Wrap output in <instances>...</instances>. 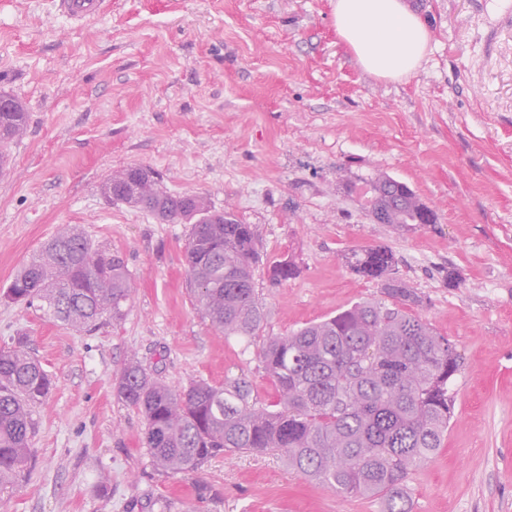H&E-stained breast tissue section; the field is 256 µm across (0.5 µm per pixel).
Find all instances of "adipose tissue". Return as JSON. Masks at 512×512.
I'll list each match as a JSON object with an SVG mask.
<instances>
[{
    "label": "adipose tissue",
    "instance_id": "ef3b65f1",
    "mask_svg": "<svg viewBox=\"0 0 512 512\" xmlns=\"http://www.w3.org/2000/svg\"><path fill=\"white\" fill-rule=\"evenodd\" d=\"M336 38L367 73L400 81L418 70L430 31L407 0H333Z\"/></svg>",
    "mask_w": 512,
    "mask_h": 512
}]
</instances>
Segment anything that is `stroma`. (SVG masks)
<instances>
[{"instance_id": "35a3bbf8", "label": "stroma", "mask_w": 512, "mask_h": 512, "mask_svg": "<svg viewBox=\"0 0 512 512\" xmlns=\"http://www.w3.org/2000/svg\"><path fill=\"white\" fill-rule=\"evenodd\" d=\"M408 3L430 52L387 82L337 44L332 0H112L79 28L55 0H0V92L30 114L0 176V289L65 224L121 255L133 287L123 317L89 332L0 299V346L26 337L54 378L0 512H188L200 480L199 512H382L276 450L175 477L152 463L141 414L113 390L128 356L175 390L243 378L262 402L277 392L259 339L224 336L196 309L188 225L104 195L131 164L254 225L267 336L379 297L348 258L390 248L416 313L462 357L441 447L408 478L411 512H512V18L490 25L488 9L512 0ZM383 173L436 223H376ZM284 259L300 273L273 283Z\"/></svg>"}]
</instances>
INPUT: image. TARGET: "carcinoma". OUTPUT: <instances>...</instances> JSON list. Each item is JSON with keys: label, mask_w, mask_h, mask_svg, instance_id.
I'll list each match as a JSON object with an SVG mask.
<instances>
[{"label": "carcinoma", "mask_w": 512, "mask_h": 512, "mask_svg": "<svg viewBox=\"0 0 512 512\" xmlns=\"http://www.w3.org/2000/svg\"><path fill=\"white\" fill-rule=\"evenodd\" d=\"M28 121L17 100L0 112V165ZM131 183L132 191L110 193ZM103 190L109 200L162 223L190 225L187 283L198 310L226 336L260 335L265 313L254 278L259 241L253 225L212 209L200 195L158 188L149 169L137 164L109 176ZM371 190V215L380 224L404 228L437 221L412 189L389 175H379ZM350 265L381 282L380 298L263 340L258 357L277 388L273 409L242 378L218 386L194 380L176 391L137 359L124 364L114 391L142 415L144 448L158 468L190 474L222 452L276 449L294 470L339 495L374 497L384 512H410L406 481L437 453L448 431L460 354L413 312L421 299L397 275L389 249L354 250ZM298 274L291 261L271 270L277 283ZM131 292L124 259L64 225L14 273L3 296L36 303L64 325L87 330L106 313L121 318ZM52 386L23 337L0 348V490L13 485L28 462L33 409Z\"/></svg>", "instance_id": "carcinoma-1"}]
</instances>
